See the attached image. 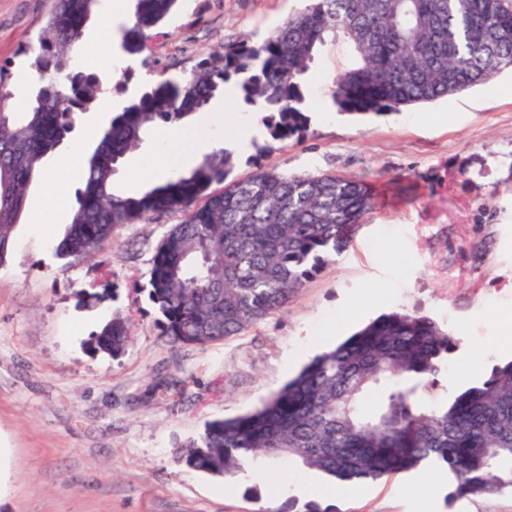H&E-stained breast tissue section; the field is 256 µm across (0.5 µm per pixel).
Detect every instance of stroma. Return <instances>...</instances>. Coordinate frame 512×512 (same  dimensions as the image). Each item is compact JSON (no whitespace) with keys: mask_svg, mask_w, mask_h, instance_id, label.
<instances>
[{"mask_svg":"<svg viewBox=\"0 0 512 512\" xmlns=\"http://www.w3.org/2000/svg\"><path fill=\"white\" fill-rule=\"evenodd\" d=\"M50 0H0V65L18 71ZM303 0H182L146 56L133 64L129 92L144 76L176 79L224 44L261 38ZM345 43L329 41L305 77L307 130L257 157L248 149L229 177L246 178L253 159L291 173L335 172L371 184L378 206L351 247L301 288L287 309L230 340L174 347L155 327L147 298L151 258L169 213L117 228L104 249L70 261L53 246L77 207L80 179L44 168L0 265V512H257L291 504L337 512H411L433 497V512H512V492L451 498L428 469L362 483L330 501L289 491L320 474L284 460L264 463L269 480L235 485L188 467L178 452L207 424L257 406L313 356L392 311L436 320L453 336L448 374L433 400L483 381L512 345V72L430 104L381 116L338 112L329 99L347 64ZM180 125L151 130L120 163L117 189L151 186L148 172ZM131 340L117 356L91 341L112 318Z\"/></svg>","mask_w":512,"mask_h":512,"instance_id":"obj_1","label":"stroma"}]
</instances>
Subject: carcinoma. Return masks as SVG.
<instances>
[{"label": "carcinoma", "mask_w": 512, "mask_h": 512, "mask_svg": "<svg viewBox=\"0 0 512 512\" xmlns=\"http://www.w3.org/2000/svg\"><path fill=\"white\" fill-rule=\"evenodd\" d=\"M100 2L52 0L37 42L21 50L37 80L28 111L6 109L11 71L0 65V265L43 160L105 95L126 93L128 78L106 86L73 54ZM177 6L178 0H134L121 50L141 55ZM329 37L351 50L330 90L332 105L380 116L512 70V0H307L266 37L224 45L180 81H160L112 113L86 159L84 188L57 254L77 260L124 224L180 213L181 222L155 248L148 281L167 343H218L286 309L349 248L376 208L371 185L333 172L297 175L260 165L226 184L234 167L227 149L141 193L114 192L113 176L152 127L182 122L229 87L264 113L270 140L258 155L300 135L302 76ZM215 183L224 189L210 191ZM128 341L120 318L93 338L94 349L114 356ZM455 346L427 316L382 315L315 356L260 407L208 423L181 459L231 480L260 462L287 459L343 483L435 464L448 472L454 496L512 491V362L444 403L425 400ZM374 390L381 399L368 415L363 402Z\"/></svg>", "instance_id": "carcinoma-1"}]
</instances>
